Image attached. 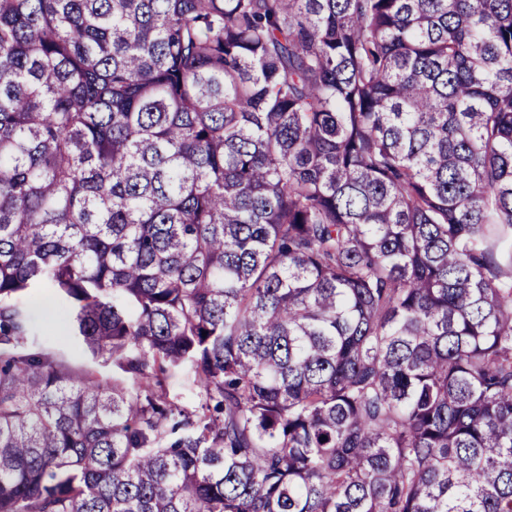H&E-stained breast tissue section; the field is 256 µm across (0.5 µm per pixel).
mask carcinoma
Masks as SVG:
<instances>
[{"label":"carcinoma","instance_id":"obj_1","mask_svg":"<svg viewBox=\"0 0 512 512\" xmlns=\"http://www.w3.org/2000/svg\"><path fill=\"white\" fill-rule=\"evenodd\" d=\"M0 512H512V0H0ZM28 312L39 343L60 352L73 366L94 365L85 345L74 333L73 315L68 303L58 301L53 304L50 291L40 288L29 297Z\"/></svg>","mask_w":512,"mask_h":512}]
</instances>
